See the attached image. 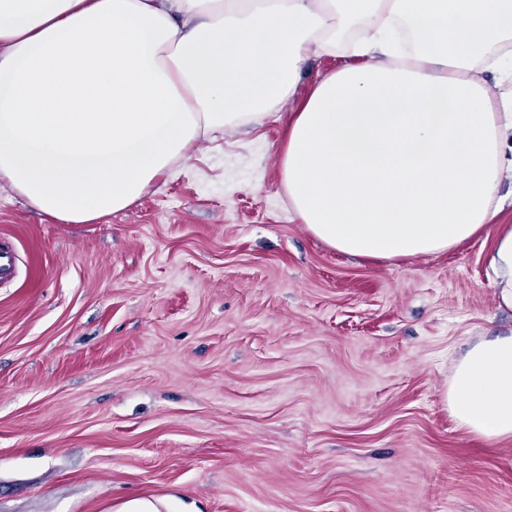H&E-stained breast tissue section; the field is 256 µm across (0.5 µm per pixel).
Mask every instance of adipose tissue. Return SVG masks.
Instances as JSON below:
<instances>
[{
	"label": "adipose tissue",
	"instance_id": "1",
	"mask_svg": "<svg viewBox=\"0 0 512 512\" xmlns=\"http://www.w3.org/2000/svg\"><path fill=\"white\" fill-rule=\"evenodd\" d=\"M277 151L296 217L330 248L450 250L512 206V0H0V184L46 217L123 211L189 151L293 103ZM489 266L512 310V225ZM448 413L512 438V333L453 367ZM355 62V58H351L343 53H336L334 56L311 57L307 63L306 70L299 79L296 94L298 104L307 96L320 75L334 71L347 63L355 64Z\"/></svg>",
	"mask_w": 512,
	"mask_h": 512
}]
</instances>
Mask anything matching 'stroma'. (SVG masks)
Instances as JSON below:
<instances>
[{"instance_id": "1", "label": "stroma", "mask_w": 512, "mask_h": 512, "mask_svg": "<svg viewBox=\"0 0 512 512\" xmlns=\"http://www.w3.org/2000/svg\"><path fill=\"white\" fill-rule=\"evenodd\" d=\"M288 113L89 224L0 189V512H512V440L445 402L466 350L512 330L490 236L328 247L288 207Z\"/></svg>"}]
</instances>
